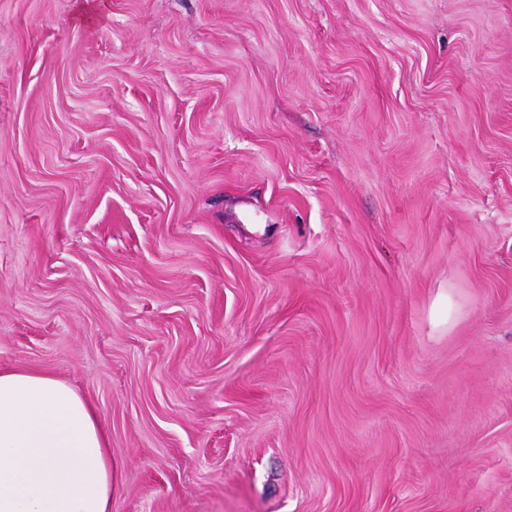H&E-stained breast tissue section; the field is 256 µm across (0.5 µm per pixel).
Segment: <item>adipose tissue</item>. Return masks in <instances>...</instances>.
Wrapping results in <instances>:
<instances>
[{
  "label": "adipose tissue",
  "mask_w": 512,
  "mask_h": 512,
  "mask_svg": "<svg viewBox=\"0 0 512 512\" xmlns=\"http://www.w3.org/2000/svg\"><path fill=\"white\" fill-rule=\"evenodd\" d=\"M0 512H112L98 412L50 374L0 368Z\"/></svg>",
  "instance_id": "1"
}]
</instances>
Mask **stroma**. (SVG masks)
Returning a JSON list of instances; mask_svg holds the SVG:
<instances>
[{
  "instance_id": "1",
  "label": "stroma",
  "mask_w": 512,
  "mask_h": 512,
  "mask_svg": "<svg viewBox=\"0 0 512 512\" xmlns=\"http://www.w3.org/2000/svg\"><path fill=\"white\" fill-rule=\"evenodd\" d=\"M0 366L112 512H512V0H0Z\"/></svg>"
}]
</instances>
